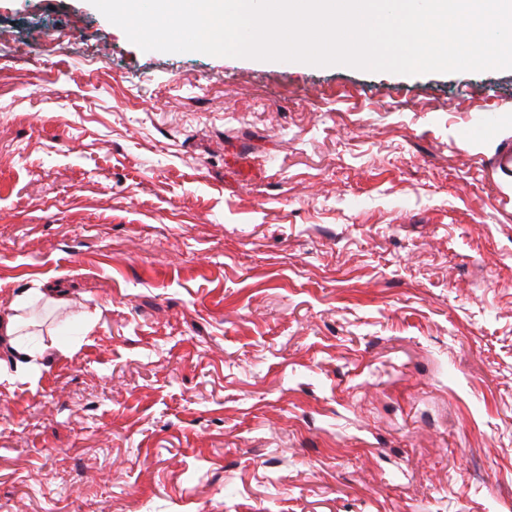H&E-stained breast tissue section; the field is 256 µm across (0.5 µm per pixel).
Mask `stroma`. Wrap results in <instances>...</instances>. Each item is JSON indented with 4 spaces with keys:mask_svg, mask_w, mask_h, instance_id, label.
Returning a JSON list of instances; mask_svg holds the SVG:
<instances>
[{
    "mask_svg": "<svg viewBox=\"0 0 512 512\" xmlns=\"http://www.w3.org/2000/svg\"><path fill=\"white\" fill-rule=\"evenodd\" d=\"M508 150L512 69L0 0V512H512ZM44 296V293H39L37 295L30 294L25 297H21L12 307V315L6 316L5 319L3 317L0 318V329L3 335L2 344H7L12 354L23 356V358L27 357V360L34 356L35 350L28 347L22 337L27 336L26 334H23L26 329V322L23 319L22 312L28 306L32 298H41Z\"/></svg>",
    "mask_w": 512,
    "mask_h": 512,
    "instance_id": "obj_1",
    "label": "stroma"
}]
</instances>
